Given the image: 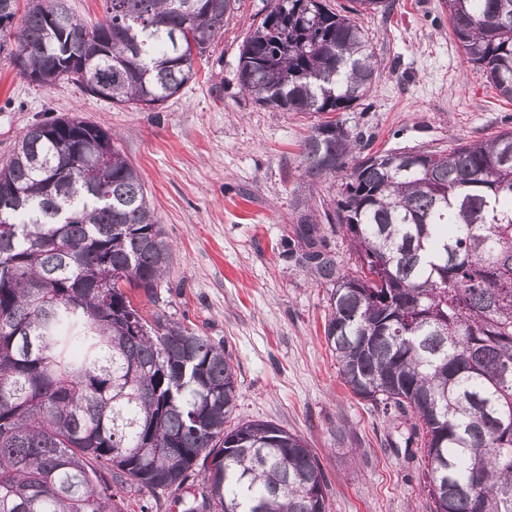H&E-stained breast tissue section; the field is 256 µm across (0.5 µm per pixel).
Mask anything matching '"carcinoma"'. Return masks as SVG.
I'll use <instances>...</instances> for the list:
<instances>
[{
    "label": "carcinoma",
    "mask_w": 512,
    "mask_h": 512,
    "mask_svg": "<svg viewBox=\"0 0 512 512\" xmlns=\"http://www.w3.org/2000/svg\"><path fill=\"white\" fill-rule=\"evenodd\" d=\"M0 0V52L49 87L154 108L196 75L236 0ZM389 0H270L243 42L242 89L281 112H345L380 76L358 24ZM468 64L512 100V0H447ZM343 122L312 126L300 164L337 178L331 230L295 202L291 258L329 287L324 334L349 391L410 422L433 512H512V130L449 152L366 153ZM0 512H124L116 487L179 512H330L306 439L229 425L224 343L145 313L172 247L112 133L78 116L31 124L0 165ZM68 5L88 26L100 22L104 18V10L101 0H69Z\"/></svg>",
    "instance_id": "carcinoma-1"
}]
</instances>
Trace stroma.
I'll use <instances>...</instances> for the list:
<instances>
[{
    "mask_svg": "<svg viewBox=\"0 0 512 512\" xmlns=\"http://www.w3.org/2000/svg\"><path fill=\"white\" fill-rule=\"evenodd\" d=\"M265 8L266 0H239L195 80L155 109L117 106L70 84L35 86L0 53V161L29 125L52 116L116 133L172 246L155 309L224 342L237 370L235 419L304 437L327 476L332 512H432L424 464L405 450L406 425L341 383L324 339L328 289L282 247L296 198L327 210L337 184L300 166L316 116L262 107L239 83L240 46ZM358 22L382 74L339 118L370 151H446L512 130V101L465 62L445 0H394Z\"/></svg>",
    "mask_w": 512,
    "mask_h": 512,
    "instance_id": "35a3bbf8",
    "label": "stroma"
}]
</instances>
